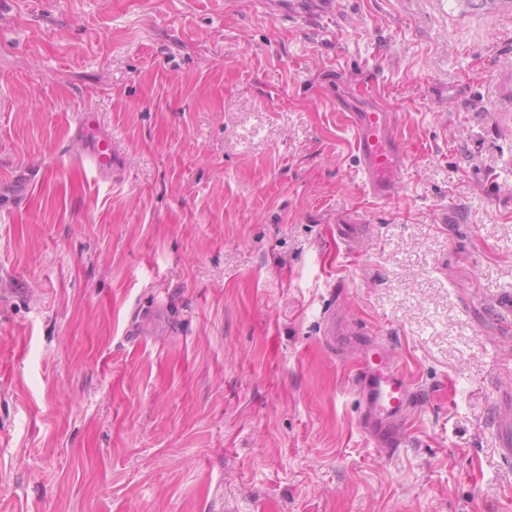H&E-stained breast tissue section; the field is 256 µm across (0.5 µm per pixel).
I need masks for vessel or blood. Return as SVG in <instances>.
<instances>
[{"instance_id": "obj_1", "label": "vessel or blood", "mask_w": 512, "mask_h": 512, "mask_svg": "<svg viewBox=\"0 0 512 512\" xmlns=\"http://www.w3.org/2000/svg\"><path fill=\"white\" fill-rule=\"evenodd\" d=\"M349 121L356 130L354 149L366 194L381 201L393 199L401 189L404 154L393 130L392 112L376 102L367 111L350 113ZM75 136L87 144L85 160L90 169L99 178H110L117 158L111 137L91 131L84 120L77 123ZM355 380L369 435L381 447H403L409 432L398 421L412 394L392 355L383 349L367 354Z\"/></svg>"}]
</instances>
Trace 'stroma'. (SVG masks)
Segmentation results:
<instances>
[{
  "instance_id": "obj_1",
  "label": "stroma",
  "mask_w": 512,
  "mask_h": 512,
  "mask_svg": "<svg viewBox=\"0 0 512 512\" xmlns=\"http://www.w3.org/2000/svg\"><path fill=\"white\" fill-rule=\"evenodd\" d=\"M335 3L0 0V512H512V0ZM375 345L418 393L393 453ZM348 118L356 130L357 171L366 194L381 201L393 199L400 192L404 166L393 113L376 101L369 110L351 112ZM75 138L88 143L84 158L96 176L101 179L112 177L118 155L112 137L91 132L89 122L84 119L76 125ZM355 380L364 409V428L382 448L390 451L402 448L412 433L393 423L404 415L412 393L400 366L389 352L376 349L367 354Z\"/></svg>"
}]
</instances>
